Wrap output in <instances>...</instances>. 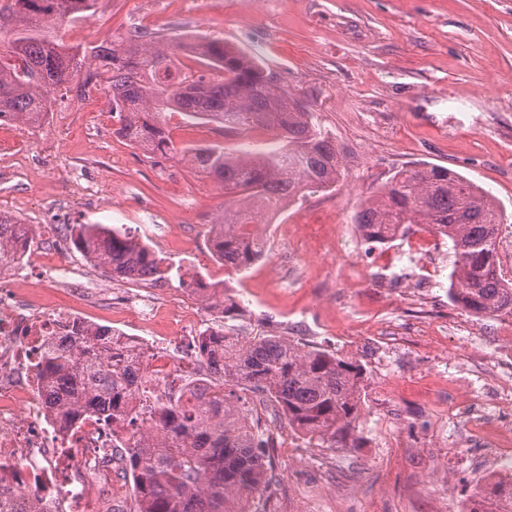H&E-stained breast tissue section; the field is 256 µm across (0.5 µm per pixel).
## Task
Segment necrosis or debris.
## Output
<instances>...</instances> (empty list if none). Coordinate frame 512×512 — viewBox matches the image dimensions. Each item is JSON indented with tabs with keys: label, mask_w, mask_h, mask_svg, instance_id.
<instances>
[{
	"label": "necrosis or debris",
	"mask_w": 512,
	"mask_h": 512,
	"mask_svg": "<svg viewBox=\"0 0 512 512\" xmlns=\"http://www.w3.org/2000/svg\"><path fill=\"white\" fill-rule=\"evenodd\" d=\"M60 248L57 239L31 240L22 253L0 258V512H113L127 493L111 426L92 415L65 419L61 396L37 371L42 353L66 343L84 308L112 305L109 289L86 288L66 276L33 283L47 252ZM58 283L74 297L73 306L48 297ZM128 342L130 366L159 391L195 364L190 353L164 370L149 339Z\"/></svg>",
	"instance_id": "obj_1"
}]
</instances>
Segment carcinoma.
Here are the masks:
<instances>
[{
  "label": "carcinoma",
  "mask_w": 512,
  "mask_h": 512,
  "mask_svg": "<svg viewBox=\"0 0 512 512\" xmlns=\"http://www.w3.org/2000/svg\"><path fill=\"white\" fill-rule=\"evenodd\" d=\"M98 0H8L0 7V122L29 123L48 114L53 90L87 91L104 86L129 142L163 154L174 150L167 118L222 125L241 135L270 129L274 140L261 151L233 153L207 148L190 158L196 169L224 183V232L214 246L224 265L249 268L264 241L261 214L282 207L315 186L330 188L340 176L336 145L312 121L305 105L280 86L257 61L222 41L177 43L135 30L95 50L98 70L82 73L85 53L67 47L50 28L95 9ZM191 49L215 74L188 68L171 72L172 56ZM353 223L367 241L384 244L396 229L426 224L448 240L453 269L448 295L472 315L512 320V273L498 260L503 210L497 200L448 168L417 164L398 170L366 198ZM75 243L96 268L114 279L170 280L155 254L116 227L80 224ZM122 332L78 330L51 349L41 374L69 399L63 416L101 411L112 429H126L131 379L122 350L100 341ZM206 376L223 391L216 399L190 392L147 406L164 437L126 439L118 454L134 488L133 512H248L250 498L266 486L270 434L254 417L249 396L265 397L292 431L329 448L356 447L362 411L363 368L326 349L304 350L278 336L232 343L224 326L212 327L194 345ZM512 501V474L472 494L467 512Z\"/></svg>",
  "instance_id": "obj_1"
}]
</instances>
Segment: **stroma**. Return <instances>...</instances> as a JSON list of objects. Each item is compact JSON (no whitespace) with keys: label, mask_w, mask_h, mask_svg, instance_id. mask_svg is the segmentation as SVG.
Segmentation results:
<instances>
[{"label":"stroma","mask_w":512,"mask_h":512,"mask_svg":"<svg viewBox=\"0 0 512 512\" xmlns=\"http://www.w3.org/2000/svg\"><path fill=\"white\" fill-rule=\"evenodd\" d=\"M146 15L165 38L227 41L273 74L332 137L344 171L336 190L305 192L284 211L285 231L260 225L266 248L248 270L224 266L208 243L224 187L181 153L259 151L270 135L226 138L175 114L176 152L164 156L120 137L108 92L95 89L56 98L43 128L0 125V210L43 239L89 221L120 227L235 305L224 325L241 340L278 336L363 365L359 447L307 444L262 412L277 448L249 512H465L478 478L512 472V455L459 433L512 320L449 299L452 258L427 225L370 247L352 217L395 171L428 163L490 191L512 225V0H98L55 34L89 48ZM62 261L128 297L86 315L130 335H179L202 306L113 279L72 245Z\"/></svg>","instance_id":"35a3bbf8"}]
</instances>
